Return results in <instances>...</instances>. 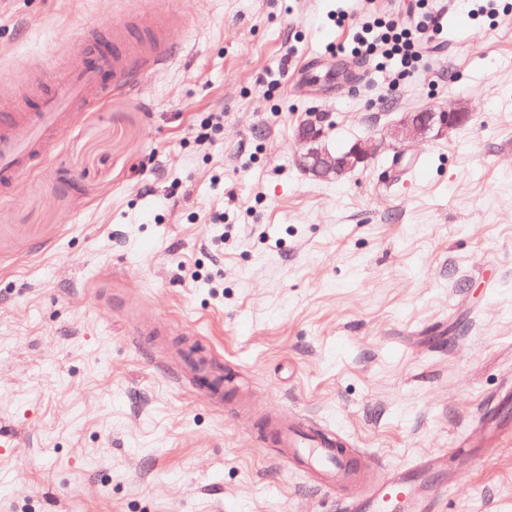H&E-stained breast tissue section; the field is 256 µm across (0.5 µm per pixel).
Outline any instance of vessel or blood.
<instances>
[{
    "instance_id": "1",
    "label": "vessel or blood",
    "mask_w": 512,
    "mask_h": 512,
    "mask_svg": "<svg viewBox=\"0 0 512 512\" xmlns=\"http://www.w3.org/2000/svg\"><path fill=\"white\" fill-rule=\"evenodd\" d=\"M167 59L160 35L130 42L114 27L88 31L64 66L60 89L36 95L30 110L0 101V187H17L42 165L74 115L90 109V91L105 96L125 90ZM186 367L204 389L222 395L210 358L192 357ZM262 439L275 448L279 463L313 475L317 491L330 503L328 512H441L443 489L419 485L412 471L382 465L378 456L350 447L309 418H268Z\"/></svg>"
}]
</instances>
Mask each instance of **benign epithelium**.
Wrapping results in <instances>:
<instances>
[{
	"mask_svg": "<svg viewBox=\"0 0 512 512\" xmlns=\"http://www.w3.org/2000/svg\"><path fill=\"white\" fill-rule=\"evenodd\" d=\"M471 119V113L463 105L448 112H408L391 130L392 139L404 142L417 139L436 131L446 132ZM321 129L318 120L311 117L300 122L296 140L299 145L300 167L316 179L333 181L356 169L368 159V152L359 143L352 144L346 152L335 154L320 144Z\"/></svg>",
	"mask_w": 512,
	"mask_h": 512,
	"instance_id": "obj_1",
	"label": "benign epithelium"
}]
</instances>
